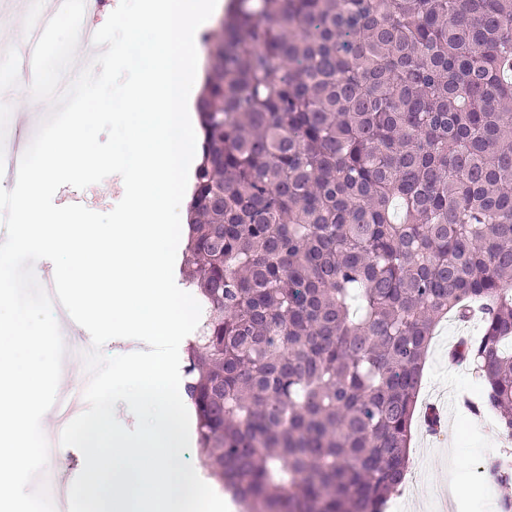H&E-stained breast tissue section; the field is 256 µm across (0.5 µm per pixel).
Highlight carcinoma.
Wrapping results in <instances>:
<instances>
[{
  "label": "carcinoma",
  "mask_w": 512,
  "mask_h": 512,
  "mask_svg": "<svg viewBox=\"0 0 512 512\" xmlns=\"http://www.w3.org/2000/svg\"><path fill=\"white\" fill-rule=\"evenodd\" d=\"M209 32L183 392L241 512H381L435 325L512 434V0H236Z\"/></svg>",
  "instance_id": "carcinoma-1"
}]
</instances>
